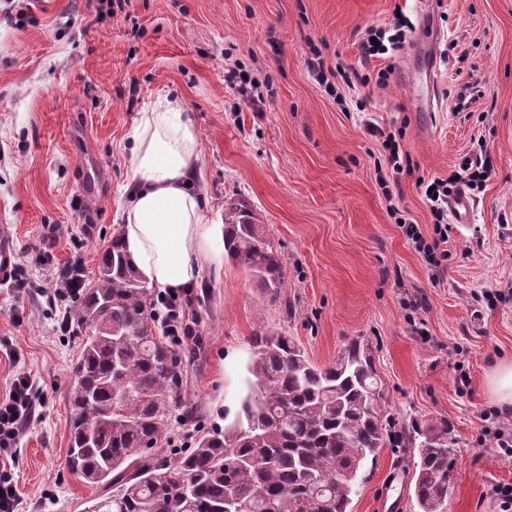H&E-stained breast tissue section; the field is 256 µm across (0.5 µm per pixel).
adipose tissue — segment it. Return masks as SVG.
<instances>
[{
	"mask_svg": "<svg viewBox=\"0 0 512 512\" xmlns=\"http://www.w3.org/2000/svg\"><path fill=\"white\" fill-rule=\"evenodd\" d=\"M130 192L121 240L132 264L153 287H197L222 225L209 219L198 188L196 135L177 100L161 99L133 126Z\"/></svg>",
	"mask_w": 512,
	"mask_h": 512,
	"instance_id": "1",
	"label": "adipose tissue"
}]
</instances>
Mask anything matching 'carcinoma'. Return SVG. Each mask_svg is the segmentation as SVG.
I'll return each instance as SVG.
<instances>
[{"mask_svg": "<svg viewBox=\"0 0 512 512\" xmlns=\"http://www.w3.org/2000/svg\"><path fill=\"white\" fill-rule=\"evenodd\" d=\"M224 252L265 293H279L284 260L242 201L225 204ZM157 309L154 290L129 263L121 234H113L70 312L83 351L68 464L109 489L91 512H225L232 499L253 512H350L360 472L387 444L418 449L419 512H443L448 424L395 429L380 409L369 345L358 339L322 367L286 332L254 336L248 372L256 391L237 419L222 434L200 428L189 446L167 453L175 425L193 420L197 409L169 365L176 342L166 338Z\"/></svg>", "mask_w": 512, "mask_h": 512, "instance_id": "1", "label": "carcinoma"}]
</instances>
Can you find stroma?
<instances>
[{
	"label": "stroma",
	"mask_w": 512,
	"mask_h": 512,
	"mask_svg": "<svg viewBox=\"0 0 512 512\" xmlns=\"http://www.w3.org/2000/svg\"><path fill=\"white\" fill-rule=\"evenodd\" d=\"M425 14L440 33L434 78L414 74L441 106L430 121L395 82L332 93L309 66L315 55L328 70L410 66ZM397 28L405 47L362 60L370 31ZM468 85L478 91L460 103ZM163 98L192 119L211 214L245 198L286 267L275 297L227 260L181 294L198 315L196 350H180L183 396L205 428L236 419L256 333L287 332L321 366L360 337L381 409L452 431L444 512H498L493 488L512 484V456L491 429L512 428V414L488 404L484 382L512 359V0H132L113 16L98 0H0V235L25 270L24 287L0 285V395L27 372L40 405L7 452L24 512H87L105 494L66 465L82 344L56 329L49 271L78 261L96 273L127 201L129 131ZM372 123L399 133L415 167L387 190ZM479 158L489 178L434 269L401 230L433 231L417 181ZM416 459L381 449L352 512H418Z\"/></svg>",
	"instance_id": "35a3bbf8"
}]
</instances>
